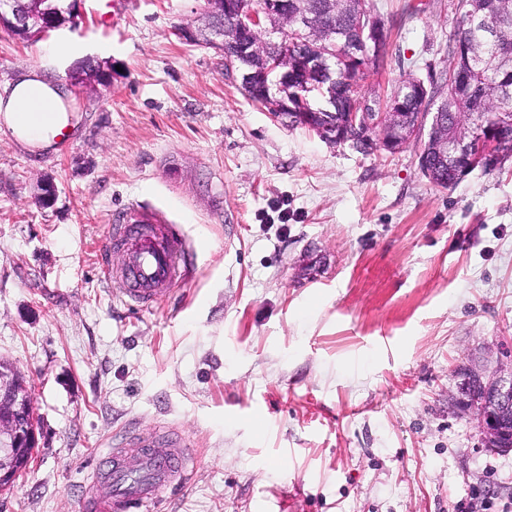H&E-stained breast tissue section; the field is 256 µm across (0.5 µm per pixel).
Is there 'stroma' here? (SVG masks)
<instances>
[{"label":"stroma","mask_w":512,"mask_h":512,"mask_svg":"<svg viewBox=\"0 0 512 512\" xmlns=\"http://www.w3.org/2000/svg\"><path fill=\"white\" fill-rule=\"evenodd\" d=\"M373 4L389 46L370 96L439 78L451 0ZM206 7L119 0L109 25L80 0L48 35L0 30L1 82L29 63L114 69L72 91L60 151L0 127V360L31 383L39 427L0 512H79L97 450L132 419L193 444L190 483L154 512H503L512 453L484 448L455 399L466 368L512 364V161L448 190L417 143L330 145L274 119L222 53L175 36ZM134 200L198 246L150 312L113 299L97 266Z\"/></svg>","instance_id":"obj_1"}]
</instances>
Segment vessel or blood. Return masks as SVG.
<instances>
[{
    "mask_svg": "<svg viewBox=\"0 0 512 512\" xmlns=\"http://www.w3.org/2000/svg\"><path fill=\"white\" fill-rule=\"evenodd\" d=\"M196 256L181 226L160 208L134 201L115 213L97 261L103 282L137 311L160 306L185 282ZM137 447L128 457V447ZM189 440L174 427H128L113 434L91 470L81 512H148L189 476Z\"/></svg>",
    "mask_w": 512,
    "mask_h": 512,
    "instance_id": "obj_1",
    "label": "vessel or blood"
}]
</instances>
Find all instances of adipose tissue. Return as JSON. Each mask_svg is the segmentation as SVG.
<instances>
[{"label":"adipose tissue","mask_w":512,"mask_h":512,"mask_svg":"<svg viewBox=\"0 0 512 512\" xmlns=\"http://www.w3.org/2000/svg\"><path fill=\"white\" fill-rule=\"evenodd\" d=\"M69 96L64 81L48 78L38 65L19 67L0 83V123L28 151L58 150L57 135L69 122L64 109Z\"/></svg>","instance_id":"adipose-tissue-1"}]
</instances>
